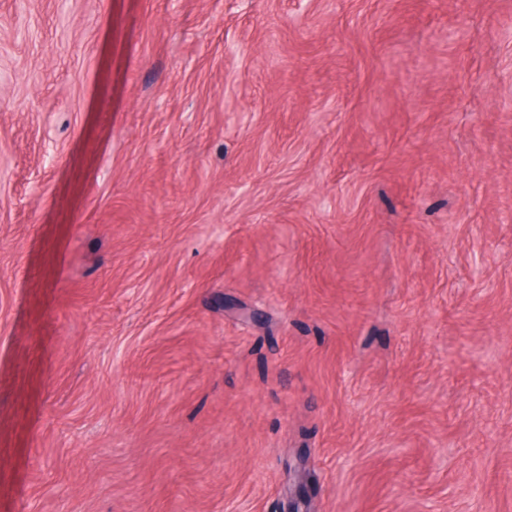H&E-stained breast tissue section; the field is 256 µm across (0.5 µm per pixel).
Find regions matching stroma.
I'll list each match as a JSON object with an SVG mask.
<instances>
[{
  "mask_svg": "<svg viewBox=\"0 0 512 512\" xmlns=\"http://www.w3.org/2000/svg\"><path fill=\"white\" fill-rule=\"evenodd\" d=\"M295 495L512 512V0H0V512Z\"/></svg>",
  "mask_w": 512,
  "mask_h": 512,
  "instance_id": "obj_1",
  "label": "stroma"
}]
</instances>
